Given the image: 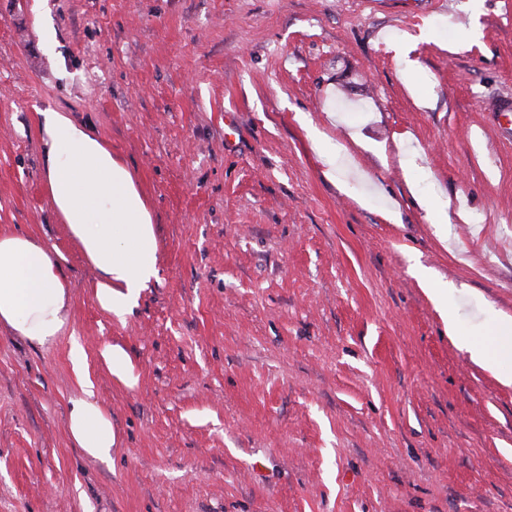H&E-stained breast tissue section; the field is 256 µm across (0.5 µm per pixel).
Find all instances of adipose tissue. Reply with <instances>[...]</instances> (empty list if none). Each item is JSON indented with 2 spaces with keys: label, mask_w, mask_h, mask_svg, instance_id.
Returning <instances> with one entry per match:
<instances>
[{
  "label": "adipose tissue",
  "mask_w": 512,
  "mask_h": 512,
  "mask_svg": "<svg viewBox=\"0 0 512 512\" xmlns=\"http://www.w3.org/2000/svg\"><path fill=\"white\" fill-rule=\"evenodd\" d=\"M41 132L46 192L67 236L98 272V304L125 320L142 291L159 277L153 216L130 169L89 125L52 110L44 113ZM64 261L59 250L0 229V324L41 345L61 336L69 320ZM431 297L457 347L500 384L512 386V372L504 367L512 359V317H501L499 328L507 338L493 350L484 340L462 336L451 295L435 290ZM69 362L81 389L69 412L70 436L88 455L110 459L116 436L79 342H71Z\"/></svg>",
  "instance_id": "obj_1"
}]
</instances>
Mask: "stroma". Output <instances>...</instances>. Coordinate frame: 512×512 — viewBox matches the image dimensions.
<instances>
[{
    "mask_svg": "<svg viewBox=\"0 0 512 512\" xmlns=\"http://www.w3.org/2000/svg\"><path fill=\"white\" fill-rule=\"evenodd\" d=\"M502 98L512 0H0V228L64 253L71 307L51 345L0 325V512H512V388L418 277L464 336L512 316ZM47 109L152 212L126 321L46 194ZM74 338L106 461L68 433ZM441 312L443 320L448 329V337L457 347L469 355L470 360L491 372L503 386H512V372L504 369V364L512 359V317L503 316L500 318L499 328L506 333L509 339L501 341L497 349L492 351L489 345L481 339L462 336L457 317L452 306V290L448 293L436 291L435 288H426ZM491 350V353H490ZM99 357L120 383L127 387H133L137 383L138 376L128 354L122 347L107 344L100 350Z\"/></svg>",
    "mask_w": 512,
    "mask_h": 512,
    "instance_id": "1",
    "label": "stroma"
}]
</instances>
